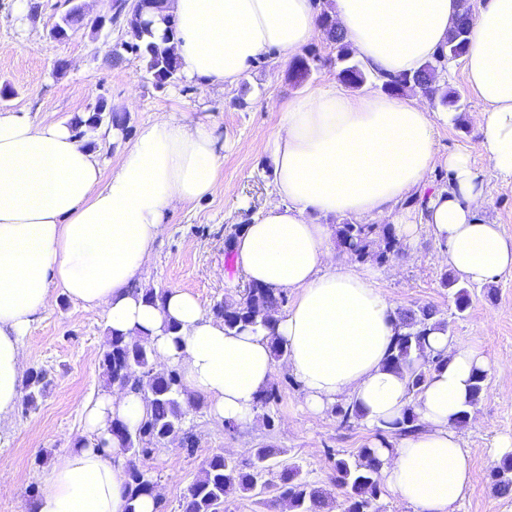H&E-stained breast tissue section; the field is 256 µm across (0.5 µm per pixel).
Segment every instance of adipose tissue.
<instances>
[{
    "label": "adipose tissue",
    "mask_w": 512,
    "mask_h": 512,
    "mask_svg": "<svg viewBox=\"0 0 512 512\" xmlns=\"http://www.w3.org/2000/svg\"><path fill=\"white\" fill-rule=\"evenodd\" d=\"M458 0H333L331 14L365 67L379 75L414 73L446 42ZM180 70L203 86L237 84L257 57L294 56L319 31L314 0H169ZM465 75L483 102L481 146L512 181V0H481L471 23ZM415 100L348 92L327 84L291 99L273 144L275 195L236 238L237 268L249 281L296 293L274 335L228 332L191 295L173 288L152 304L136 279L153 256L166 212L212 194L219 169L212 126L162 112L126 144L104 175L97 144L120 140L117 126L34 122L0 113V423L24 396L23 336L51 301L52 287L102 309L109 330L148 338L160 362L178 367L186 388L206 397L220 423L253 422L275 362L270 340L288 350L307 409L340 398L369 427L414 408L421 430L379 449L381 478L413 512H455L472 482V462L455 429L475 372L487 358L453 345L442 331L429 351L447 355L419 398L386 367L394 311L374 272L337 265L328 216L381 220L424 189L436 163L438 123ZM448 189L431 195L421 217L397 216V237L414 244L418 224L443 241L448 265L482 283L512 273V238L477 219L483 183L466 155L448 156ZM180 326L167 332L169 323ZM143 403L120 390L84 409V429L106 436L114 419L136 425ZM30 512H126L124 456L117 441L78 445L37 476Z\"/></svg>",
    "instance_id": "ef3b65f1"
}]
</instances>
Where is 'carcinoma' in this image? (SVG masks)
Here are the masks:
<instances>
[{
  "mask_svg": "<svg viewBox=\"0 0 512 512\" xmlns=\"http://www.w3.org/2000/svg\"><path fill=\"white\" fill-rule=\"evenodd\" d=\"M459 7L461 13L457 15L448 41L438 53V56L447 60L463 56L469 43V8L463 3ZM122 16L127 24L128 41L125 46L140 54L146 61L147 70L160 77L159 85L177 80L178 62L167 55V43L174 36L175 24L166 26L163 37L158 39L153 31L154 17L150 10L131 11L120 5L114 20ZM321 27L328 39L337 44L341 80L350 85L366 82L370 74L354 59L353 50L336 30L335 21L324 16L321 18ZM375 80L392 85L396 92L409 85L431 98L440 97V103L450 111L458 108V98L452 93L438 94L439 88L433 84L427 64L412 74L377 76ZM104 108L106 105L101 103L88 118L79 115L74 117L72 125L76 128L84 123L95 126L125 125V115L106 112ZM337 239L342 249L359 261L370 259L382 264L401 251L400 242L390 224H354L344 221L337 227ZM445 286L454 289L456 312L464 313L470 304L466 282L451 274L445 278ZM286 302L285 291L250 283L242 290L239 299L230 305L220 301L213 306L212 312L214 318L224 322V328L230 332L249 327L271 332L277 322L276 314ZM394 317L397 334L387 365L400 374L407 373L408 394L416 397L425 389L430 373L447 364L445 355L428 353L425 348L428 331H446L449 329L448 321L440 317L439 311L430 305L399 309ZM416 357L422 360L418 367L414 366ZM100 366L108 385L126 386L128 392L139 396L143 402V414L135 426L115 420L109 430L110 435L119 442L126 458V484L130 501L128 512H135V501L152 494L150 480L136 460L151 454L167 442L168 435L173 431L183 432L184 447H194L193 434L183 431V424L189 410L200 408L203 400L188 393L177 368L157 369L154 349L145 339L131 341L122 334L109 333L101 353ZM48 384L47 370L31 369L24 378L23 403L29 407L34 406ZM334 412L342 426H348L351 421L363 417L351 403L336 405ZM419 429L418 415L409 406L401 417L378 429V434L384 440L389 436L402 439ZM280 454V449L267 446L251 449L250 456L242 461L222 452L211 454L203 464L201 475L179 502L181 512H224V504L230 495L251 493L260 483L278 490L276 500L284 503L288 512H329L330 493L302 478L298 467L290 465L282 468L277 473L276 482L265 479V476L273 473L272 460ZM380 467L381 461L376 449L370 446L359 449L352 458H334L333 480L343 492L344 512H380L379 500L383 494ZM490 479L499 497L512 499V453L502 456L499 465L491 470Z\"/></svg>",
  "mask_w": 512,
  "mask_h": 512,
  "instance_id": "obj_1",
  "label": "carcinoma"
}]
</instances>
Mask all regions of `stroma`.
Instances as JSON below:
<instances>
[{
    "label": "stroma",
    "mask_w": 512,
    "mask_h": 512,
    "mask_svg": "<svg viewBox=\"0 0 512 512\" xmlns=\"http://www.w3.org/2000/svg\"><path fill=\"white\" fill-rule=\"evenodd\" d=\"M68 6L64 0H0V86L11 87L0 98V111L24 112L33 121L71 123L99 101L125 113L123 141H134L157 113L170 112L188 122L215 125L220 170L212 195L177 206L164 218V232L140 280L158 291L173 288L193 295L203 312L223 300L236 299L247 280L231 259L227 238L235 226L248 224L274 197L272 144L282 109L300 93L337 80V46L326 34L301 50L314 57L302 83L288 77V65L275 53L254 62L233 87H204L179 77L156 88L145 62L124 49L125 28H80L68 39L51 37V28ZM441 91L459 100L462 117L438 126L434 140L437 164L427 178L426 194L447 188L449 153L465 152L485 187L478 216L499 225L512 237V182L503 181L480 147L483 103L467 84L463 60H451L438 76ZM446 247L427 227L414 245L379 265L378 286L394 309L432 305L447 314L451 341L471 344L488 358L486 388L467 424L459 427L463 448L473 462L472 485L457 512H512V499L498 497L489 474L503 455L498 444L512 438V273L471 284L470 305L456 314L451 288L443 277L449 266ZM49 306L23 339L28 367L49 371L51 384L33 408L17 406L0 435V512H27L39 495L36 473L48 468L88 435L83 406L106 388L100 355L106 340V316L53 289ZM273 383L277 397L257 411L253 423L226 427L208 408L191 411L184 427L196 437L192 449L166 443L140 466L157 484L163 512H178L180 500L216 451L245 459L251 448L281 449L280 463L296 464L310 482L331 488V457L349 456L376 442V429L362 421L340 427L333 410L309 413L301 386L289 367L277 363Z\"/></svg>",
    "instance_id": "1"
}]
</instances>
